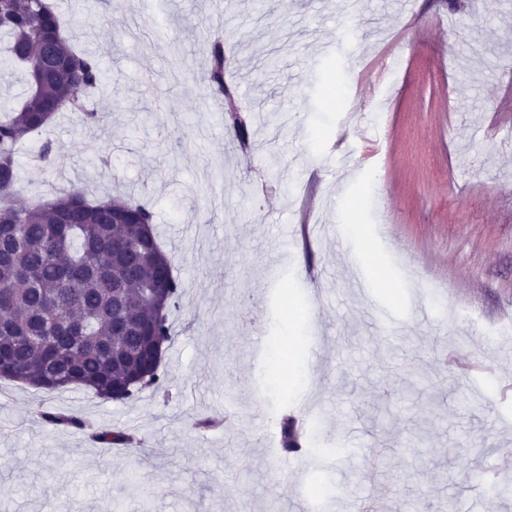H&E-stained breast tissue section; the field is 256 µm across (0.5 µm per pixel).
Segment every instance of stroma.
Instances as JSON below:
<instances>
[{
    "label": "stroma",
    "mask_w": 512,
    "mask_h": 512,
    "mask_svg": "<svg viewBox=\"0 0 512 512\" xmlns=\"http://www.w3.org/2000/svg\"><path fill=\"white\" fill-rule=\"evenodd\" d=\"M57 2L104 70L101 120L64 113L23 142L17 199L76 185L149 202L188 291L167 390L0 380V512H512V0ZM208 31L247 115L241 151L204 98ZM304 398L310 461L278 467ZM46 407L138 443L46 429Z\"/></svg>",
    "instance_id": "obj_1"
}]
</instances>
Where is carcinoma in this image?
<instances>
[{
  "mask_svg": "<svg viewBox=\"0 0 512 512\" xmlns=\"http://www.w3.org/2000/svg\"><path fill=\"white\" fill-rule=\"evenodd\" d=\"M62 28L58 7L46 0H0V36L7 38L1 62L25 71L27 89L17 108L0 118V379L6 378L49 393L86 388L98 397L123 401L141 386L166 382L153 344L135 330L150 326L162 343L173 340L167 311L185 294L186 284L173 274L171 259L154 232V213L129 199L91 201L72 187L57 195L55 205L15 203L17 147L49 125L44 107L71 112L86 125L100 120L79 91L102 84L97 60L63 39L53 45L65 65L49 73L34 66L40 58L38 32ZM210 67L203 81L226 103L224 120L241 143L247 136L245 116L231 105L224 82V42L205 41ZM134 332L112 335V306ZM44 423L86 432L103 448H128V429L110 430L87 420L53 411ZM282 447L300 451L294 422L281 419Z\"/></svg>",
  "mask_w": 512,
  "mask_h": 512,
  "instance_id": "1",
  "label": "carcinoma"
}]
</instances>
